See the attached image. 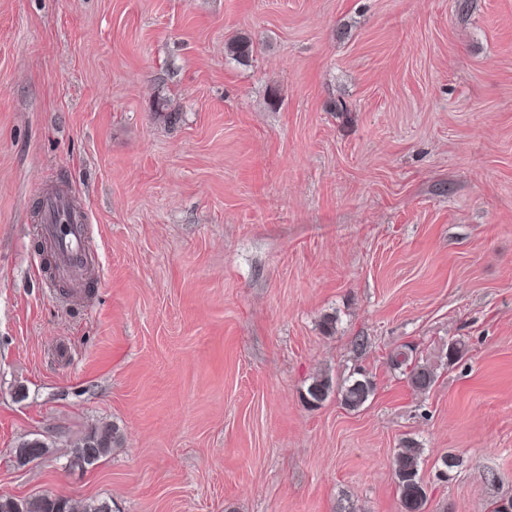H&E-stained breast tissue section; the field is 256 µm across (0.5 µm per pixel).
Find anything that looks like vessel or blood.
Segmentation results:
<instances>
[{
  "label": "vessel or blood",
  "instance_id": "vessel-or-blood-1",
  "mask_svg": "<svg viewBox=\"0 0 512 512\" xmlns=\"http://www.w3.org/2000/svg\"><path fill=\"white\" fill-rule=\"evenodd\" d=\"M43 222L40 235L53 257V275L57 282L78 280L91 268L94 257L87 246L89 215L73 210L71 195L63 189L51 190L43 198Z\"/></svg>",
  "mask_w": 512,
  "mask_h": 512
}]
</instances>
